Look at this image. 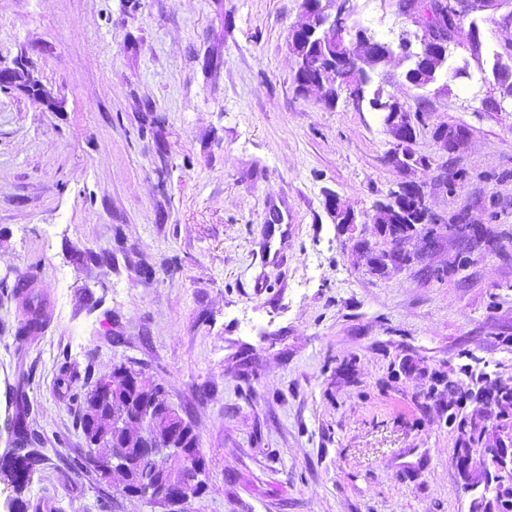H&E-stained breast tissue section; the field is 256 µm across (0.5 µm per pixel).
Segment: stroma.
<instances>
[{
  "mask_svg": "<svg viewBox=\"0 0 512 512\" xmlns=\"http://www.w3.org/2000/svg\"><path fill=\"white\" fill-rule=\"evenodd\" d=\"M301 0H0V64L55 109L0 89V452L29 403L56 512H158L75 475L87 389L152 374L192 425L207 487L190 512H470L448 410L512 388V99L490 51L512 5L463 18L447 88L374 85L412 112L398 167L383 113L299 90ZM354 19L392 40L398 0ZM479 39L481 59L471 56ZM462 130L445 151L433 131ZM422 185L437 224H340ZM386 255L378 270L370 260ZM49 299L19 334L21 290ZM17 87L23 91L30 92L33 88L38 90L41 98L52 105H55V98L51 89L44 86L39 80L21 75L19 71L10 67H0V88L8 89Z\"/></svg>",
  "mask_w": 512,
  "mask_h": 512,
  "instance_id": "35a3bbf8",
  "label": "stroma"
}]
</instances>
